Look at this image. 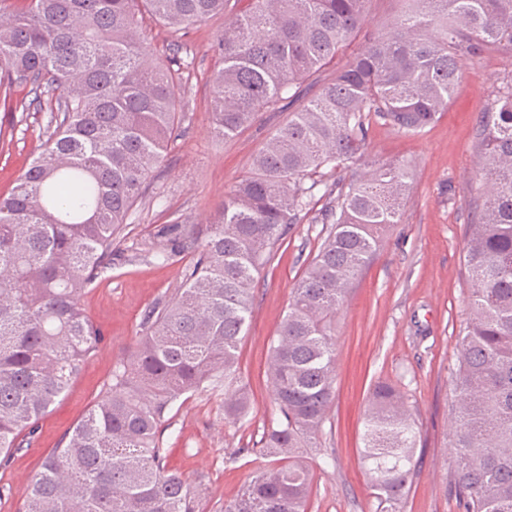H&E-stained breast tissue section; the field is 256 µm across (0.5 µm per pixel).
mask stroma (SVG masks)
<instances>
[{"mask_svg":"<svg viewBox=\"0 0 512 512\" xmlns=\"http://www.w3.org/2000/svg\"><path fill=\"white\" fill-rule=\"evenodd\" d=\"M225 18L215 15L182 37L193 64L185 132L132 209L112 264L81 299L101 333L93 356L66 395L37 422L28 444L0 465V512H18L43 456L57 447L104 391L113 364L133 344L145 311L182 287L184 264L146 257L154 225L182 217L209 221L287 110L262 113L228 140L212 133L210 77L218 67L213 44ZM512 73V53L490 51L465 61L447 112L423 132L404 135L374 124L370 157L413 164L412 191L400 224L385 232L380 250L347 297L336 325V401L313 449L308 512H375L360 456L364 412L377 382L400 385L418 431L417 475L405 512H457L448 446L453 394L448 369L458 357L457 335L467 318L471 288L463 259L465 231L483 193L476 134L487 104ZM33 93L16 85L14 111L0 109V196H8L48 135L50 100L32 106ZM321 225H293L258 278L252 324L240 347V367L253 411L244 424L225 423L218 401L201 394L171 419L160 441L166 465L201 484L208 512H224L255 475L256 445L273 408L267 378L269 347L286 314L302 269L321 244Z\"/></svg>","mask_w":512,"mask_h":512,"instance_id":"35a3bbf8","label":"stroma"}]
</instances>
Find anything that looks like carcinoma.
Listing matches in <instances>:
<instances>
[{
	"instance_id": "cac0c4a2",
	"label": "carcinoma",
	"mask_w": 512,
	"mask_h": 512,
	"mask_svg": "<svg viewBox=\"0 0 512 512\" xmlns=\"http://www.w3.org/2000/svg\"><path fill=\"white\" fill-rule=\"evenodd\" d=\"M368 0H0V104L14 85L59 92L43 149L0 199V456L69 388L100 332L81 296L112 260L129 213L181 135L189 87L182 45L147 52L143 14L181 38L216 14L214 131L232 139L300 97L362 32ZM385 35H366L332 82L288 113L207 224L155 226L152 256L185 262L183 286L144 315L102 396L44 457L21 512H207L163 464L171 413L196 395L224 397V420L251 410L239 348L255 283L287 230L315 211L318 253L294 287L269 352L274 412L261 448L278 457L224 512H307L304 449L336 393V315L400 223L407 160L367 159L371 123L417 134L448 111L463 61L512 50V0H405ZM483 184L464 261L473 288L460 330L450 476L458 512H512V78L485 109ZM362 456L378 512H403L416 476L406 396L379 381Z\"/></svg>"
}]
</instances>
